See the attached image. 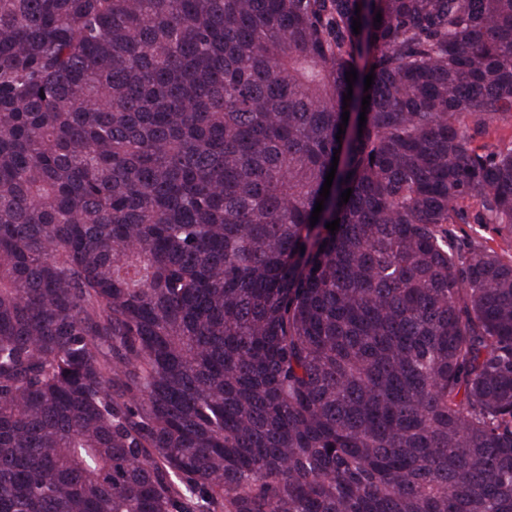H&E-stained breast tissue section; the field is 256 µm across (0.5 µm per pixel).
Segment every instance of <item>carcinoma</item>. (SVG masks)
<instances>
[{
    "instance_id": "carcinoma-1",
    "label": "carcinoma",
    "mask_w": 512,
    "mask_h": 512,
    "mask_svg": "<svg viewBox=\"0 0 512 512\" xmlns=\"http://www.w3.org/2000/svg\"><path fill=\"white\" fill-rule=\"evenodd\" d=\"M511 119L512 0H0V512H512Z\"/></svg>"
}]
</instances>
